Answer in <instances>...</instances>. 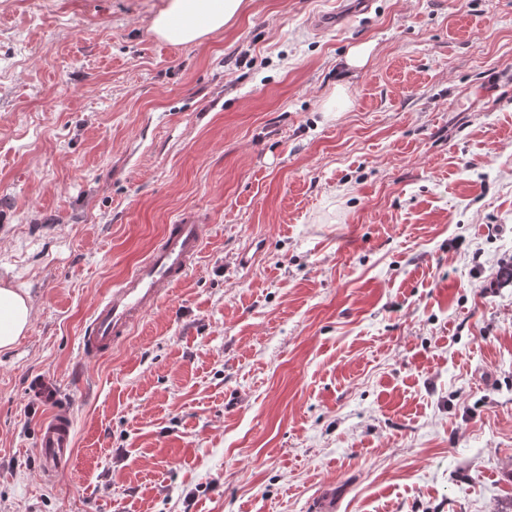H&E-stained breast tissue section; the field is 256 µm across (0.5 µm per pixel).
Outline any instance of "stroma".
<instances>
[{"mask_svg":"<svg viewBox=\"0 0 512 512\" xmlns=\"http://www.w3.org/2000/svg\"><path fill=\"white\" fill-rule=\"evenodd\" d=\"M165 2L0 0V512H512V0H245L186 46ZM185 215L188 278L84 358ZM34 316V301L25 289L0 282V353L14 349L26 335ZM72 443L73 422L70 413L58 408L42 423L39 433V448L48 472L62 466L69 456Z\"/></svg>","mask_w":512,"mask_h":512,"instance_id":"35a3bbf8","label":"stroma"}]
</instances>
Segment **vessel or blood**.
<instances>
[{
  "label": "vessel or blood",
  "mask_w": 512,
  "mask_h": 512,
  "mask_svg": "<svg viewBox=\"0 0 512 512\" xmlns=\"http://www.w3.org/2000/svg\"><path fill=\"white\" fill-rule=\"evenodd\" d=\"M204 231V224L195 219L168 225L161 245L94 309L81 341L86 358H99L124 341L160 297L188 277L202 251ZM72 443L71 416L66 409H56L42 423L39 433L47 471L61 467Z\"/></svg>",
  "instance_id": "b4317fda"
}]
</instances>
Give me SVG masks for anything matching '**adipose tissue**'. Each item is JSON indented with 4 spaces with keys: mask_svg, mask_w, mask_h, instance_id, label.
<instances>
[{
    "mask_svg": "<svg viewBox=\"0 0 512 512\" xmlns=\"http://www.w3.org/2000/svg\"><path fill=\"white\" fill-rule=\"evenodd\" d=\"M244 0H166L152 19L151 31L160 40L191 44L230 25ZM34 316L29 292L0 282V353L14 349L26 335Z\"/></svg>",
    "mask_w": 512,
    "mask_h": 512,
    "instance_id": "obj_1",
    "label": "adipose tissue"
}]
</instances>
